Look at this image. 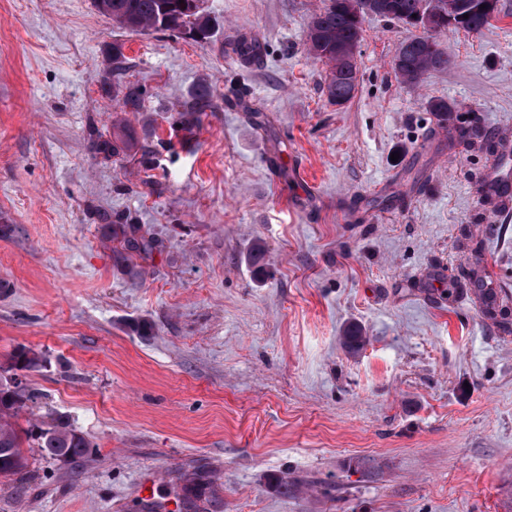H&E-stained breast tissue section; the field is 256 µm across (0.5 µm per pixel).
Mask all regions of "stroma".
I'll return each mask as SVG.
<instances>
[{"mask_svg": "<svg viewBox=\"0 0 512 512\" xmlns=\"http://www.w3.org/2000/svg\"><path fill=\"white\" fill-rule=\"evenodd\" d=\"M322 5L204 0L195 41L93 0H0V373L37 353L17 429L59 418L93 445L24 442L0 512H191L193 480L213 484L198 512H512V333L462 277L512 312V195L460 134L512 151V0L441 34L455 64L417 86L391 70L406 29L365 16L341 106L307 55ZM244 36L260 62L232 53ZM201 84L214 110L188 132ZM116 121L137 150L97 155ZM118 221L159 242L126 270Z\"/></svg>", "mask_w": 512, "mask_h": 512, "instance_id": "1", "label": "stroma"}]
</instances>
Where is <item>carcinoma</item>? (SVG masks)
I'll use <instances>...</instances> for the list:
<instances>
[{"label": "carcinoma", "mask_w": 512, "mask_h": 512, "mask_svg": "<svg viewBox=\"0 0 512 512\" xmlns=\"http://www.w3.org/2000/svg\"><path fill=\"white\" fill-rule=\"evenodd\" d=\"M197 0H94L95 8L111 18L118 26L131 32L149 30L185 31L195 36L210 35L209 20L204 10L198 8ZM353 2L355 0H328L323 8L311 19L310 26L322 40L321 52H310L314 60L329 67L325 84V93L332 102L342 104L354 97L358 86L356 64L345 62L336 57V48L349 47L359 43L361 24L357 22ZM393 15L390 19L400 21L418 13L424 0H392ZM470 0H463L461 17L455 19L453 29L469 33H480L490 25L491 16L469 8ZM402 63L394 68L396 77L413 85L424 81L434 72H443L453 65V60L439 48L437 36L422 37L411 35L400 47ZM124 108L136 112L139 110L142 90L128 83L121 90ZM212 110L211 94L207 87H198L180 112L182 123L187 129L197 126L205 112ZM136 147L132 137L103 140L97 145V151L105 155L117 156ZM112 239L121 246L118 259L125 263L128 272L135 276L137 272L128 264L129 253H148L155 248V241L139 234V228L128 224L112 225ZM345 348L356 352L363 345V329L355 324L349 325L342 336ZM41 365V358L30 351H20L13 357L12 369L31 371ZM35 399V394L23 383L20 375L0 376V467L12 474L21 471L26 464L21 448L23 437L11 423V418L27 403ZM27 436L38 441L42 452L54 458L73 460L88 454L91 444L77 431L63 422L27 432ZM208 487L204 483H189L182 487L187 504L206 496Z\"/></svg>", "instance_id": "obj_1"}]
</instances>
